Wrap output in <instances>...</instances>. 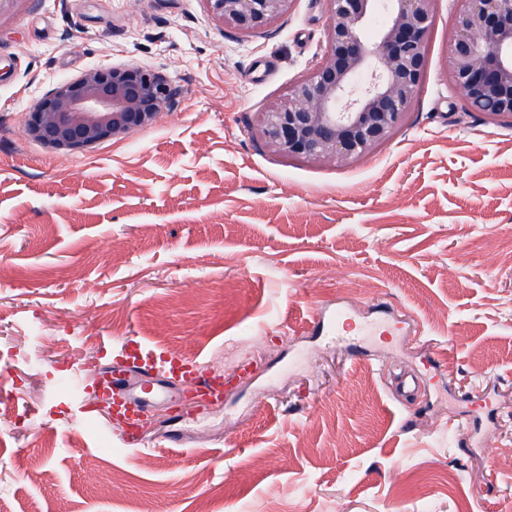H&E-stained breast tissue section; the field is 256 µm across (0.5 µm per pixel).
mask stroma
I'll return each mask as SVG.
<instances>
[{
	"label": "stroma",
	"mask_w": 512,
	"mask_h": 512,
	"mask_svg": "<svg viewBox=\"0 0 512 512\" xmlns=\"http://www.w3.org/2000/svg\"><path fill=\"white\" fill-rule=\"evenodd\" d=\"M432 7L407 124L349 166L253 134L323 57L327 0L247 37L203 0L0 17V512H512V124L450 90L458 2ZM119 63L174 88L152 126L88 150L26 137L58 82ZM340 306L398 333L350 355L312 324ZM131 341L253 373L205 412L157 403L128 448L61 381Z\"/></svg>",
	"instance_id": "35a3bbf8"
}]
</instances>
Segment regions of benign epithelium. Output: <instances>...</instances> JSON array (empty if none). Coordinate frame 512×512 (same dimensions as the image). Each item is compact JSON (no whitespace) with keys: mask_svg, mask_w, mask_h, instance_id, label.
I'll return each mask as SVG.
<instances>
[{"mask_svg":"<svg viewBox=\"0 0 512 512\" xmlns=\"http://www.w3.org/2000/svg\"><path fill=\"white\" fill-rule=\"evenodd\" d=\"M212 21L249 35L294 0H203ZM327 50L260 113L255 135L272 153L350 164L405 123L426 69L432 0H328ZM448 81L487 121L512 119V0H458ZM166 77L132 64L57 83L30 109L24 132L46 148L79 150L153 125L172 98Z\"/></svg>","mask_w":512,"mask_h":512,"instance_id":"1","label":"benign epithelium"}]
</instances>
